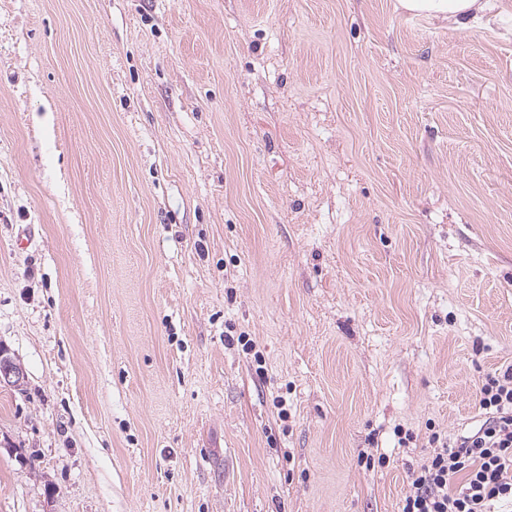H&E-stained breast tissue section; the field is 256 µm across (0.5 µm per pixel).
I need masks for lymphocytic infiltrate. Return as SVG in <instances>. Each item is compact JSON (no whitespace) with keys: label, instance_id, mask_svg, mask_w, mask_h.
Segmentation results:
<instances>
[{"label":"lymphocytic infiltrate","instance_id":"obj_1","mask_svg":"<svg viewBox=\"0 0 512 512\" xmlns=\"http://www.w3.org/2000/svg\"><path fill=\"white\" fill-rule=\"evenodd\" d=\"M482 424L448 439L430 430V452L412 471L399 512H497L512 507V365L476 387Z\"/></svg>","mask_w":512,"mask_h":512}]
</instances>
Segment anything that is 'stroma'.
Listing matches in <instances>:
<instances>
[{
	"label": "stroma",
	"instance_id": "1",
	"mask_svg": "<svg viewBox=\"0 0 512 512\" xmlns=\"http://www.w3.org/2000/svg\"><path fill=\"white\" fill-rule=\"evenodd\" d=\"M395 2L0 0V512H398L478 425L512 0ZM489 0H398L397 7L423 13L436 18L448 19V25L456 30H468L486 12ZM24 378L22 367L8 354L7 349L0 347V385L19 387Z\"/></svg>",
	"mask_w": 512,
	"mask_h": 512
}]
</instances>
